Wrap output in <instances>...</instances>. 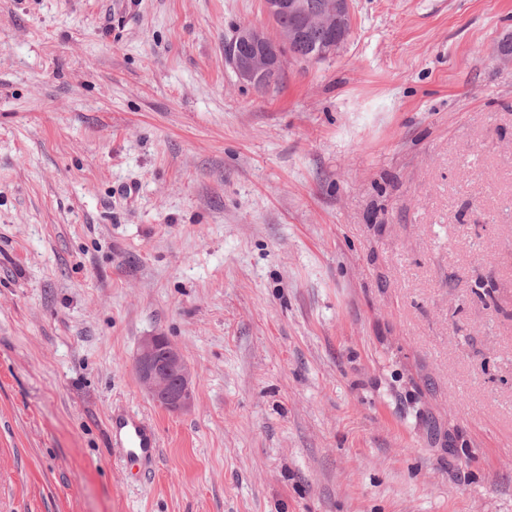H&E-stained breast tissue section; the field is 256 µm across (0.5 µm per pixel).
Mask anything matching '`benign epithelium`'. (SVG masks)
I'll return each mask as SVG.
<instances>
[{"label":"benign epithelium","instance_id":"benign-epithelium-1","mask_svg":"<svg viewBox=\"0 0 512 512\" xmlns=\"http://www.w3.org/2000/svg\"><path fill=\"white\" fill-rule=\"evenodd\" d=\"M264 11L270 18L300 9L298 0H263ZM353 0H327L320 10L309 15L313 22L342 19L347 22L343 38L330 46L325 56L338 54L350 38L353 26ZM238 41L247 52L226 56L239 80L254 83L259 74H275L282 67L278 45L288 40V33L278 31L272 37L259 26H244L238 30ZM141 387L164 410L182 414L191 411L195 401L196 376L178 345L162 332L143 337L135 361Z\"/></svg>","mask_w":512,"mask_h":512}]
</instances>
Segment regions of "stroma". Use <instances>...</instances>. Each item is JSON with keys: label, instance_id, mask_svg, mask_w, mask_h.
<instances>
[{"label": "stroma", "instance_id": "stroma-1", "mask_svg": "<svg viewBox=\"0 0 512 512\" xmlns=\"http://www.w3.org/2000/svg\"><path fill=\"white\" fill-rule=\"evenodd\" d=\"M245 25L0 0V512H512V0H354L268 92ZM141 387L164 410L182 414L195 401L196 376L178 345L162 332L144 336L135 361ZM112 444L125 452L127 458H138L139 455L156 451L159 440L154 427L145 417L127 413L112 418Z\"/></svg>", "mask_w": 512, "mask_h": 512}]
</instances>
